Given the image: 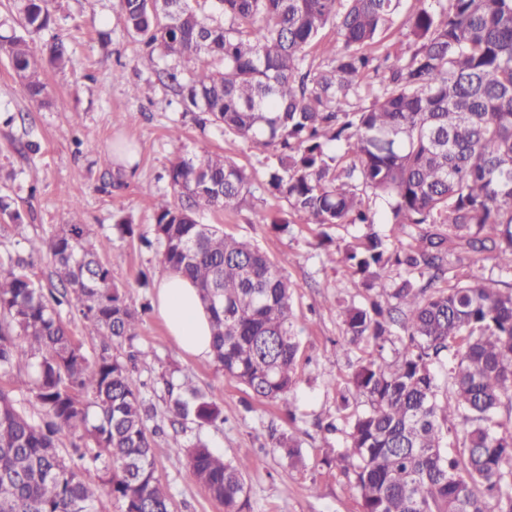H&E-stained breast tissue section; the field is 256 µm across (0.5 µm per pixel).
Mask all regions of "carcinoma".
Masks as SVG:
<instances>
[{"label":"carcinoma","mask_w":512,"mask_h":512,"mask_svg":"<svg viewBox=\"0 0 512 512\" xmlns=\"http://www.w3.org/2000/svg\"><path fill=\"white\" fill-rule=\"evenodd\" d=\"M47 2L21 0L22 33L0 37V56L42 106L50 104L44 63L69 62L56 36L45 59L29 45L27 35L54 24ZM401 7L189 0L176 10L122 0L119 21L184 111L271 156L268 190L293 212L309 224L366 229L363 245L342 249L369 298L342 307L345 339L399 349L392 365H356L336 406L347 419L337 459L362 512H512V285L490 286L481 266L493 259L512 272V0H426L406 21L413 48L396 55L381 37ZM329 24L340 45L324 47L318 66L306 64V48ZM362 97L370 105L354 108ZM334 142L353 157L339 172ZM168 178L180 203L157 205L155 233L167 267L199 288L214 360L256 397L283 399L297 384L292 285L267 253L195 219L201 207L238 208L250 176L226 156L203 154L174 161ZM368 191L388 201L387 221L410 238L407 246L391 251L374 231ZM77 214L75 207L69 223L33 245L53 257L52 299L23 261L0 263V313L8 318L0 371L35 360L31 391L48 417L33 423L0 387V512H98L106 495L124 512H170L146 425L150 408L128 364L112 354L136 337L138 317L102 260L109 241L91 242ZM451 252L468 260L467 283L443 288ZM65 300L96 330L92 358L61 320ZM437 366L446 368L442 382ZM351 391L364 408L350 409ZM173 410L201 424L220 416L195 390L175 398ZM61 431L80 441L78 459H105V484L87 482L60 455ZM277 451L303 460L291 438ZM186 464L225 512H239L247 462H228L198 442Z\"/></svg>","instance_id":"cac0c4a2"}]
</instances>
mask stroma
<instances>
[{
    "mask_svg": "<svg viewBox=\"0 0 512 512\" xmlns=\"http://www.w3.org/2000/svg\"><path fill=\"white\" fill-rule=\"evenodd\" d=\"M49 9L55 24L33 35L31 46L42 50L54 34L70 57L65 69H44L51 106L31 102L0 58V196L21 215L16 221L0 212V261L23 258L26 274L52 287L51 256L32 251L31 244L68 223L75 208L93 238L109 239L104 261L139 315L136 338L115 353L143 352L132 376L153 407L147 427L172 512H225L184 464L188 448L199 441L226 460L248 461L241 512H361L358 493L336 459L344 434L325 432L323 425L335 419L338 391L353 365L375 351L343 342L341 307L364 302L365 292L359 277L336 261V248L362 243L363 228L306 223L266 189L270 163L264 156L242 138L201 125L200 114L182 111L173 90L141 65L142 44L118 21L120 0H49ZM116 69L122 79H113ZM119 142L138 145L137 160L121 171L105 169L103 155ZM205 152L226 155L243 168L251 193L232 211L198 210V222L265 251L293 285L298 382L281 401L259 400L213 360L186 356L155 307L156 284L167 267L155 236L154 205L176 199L167 177L171 163ZM260 212L287 218V229L256 223ZM172 383L206 395L221 408V420L201 426L175 417ZM288 437L302 448L300 465L276 450Z\"/></svg>",
    "mask_w": 512,
    "mask_h": 512,
    "instance_id": "35a3bbf8",
    "label": "stroma"
}]
</instances>
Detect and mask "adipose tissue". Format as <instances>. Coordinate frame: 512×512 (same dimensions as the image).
<instances>
[{"label":"adipose tissue","instance_id":"1","mask_svg":"<svg viewBox=\"0 0 512 512\" xmlns=\"http://www.w3.org/2000/svg\"><path fill=\"white\" fill-rule=\"evenodd\" d=\"M156 305L170 336L184 352L200 360L211 357L210 317L191 281L173 271L163 275Z\"/></svg>","mask_w":512,"mask_h":512}]
</instances>
